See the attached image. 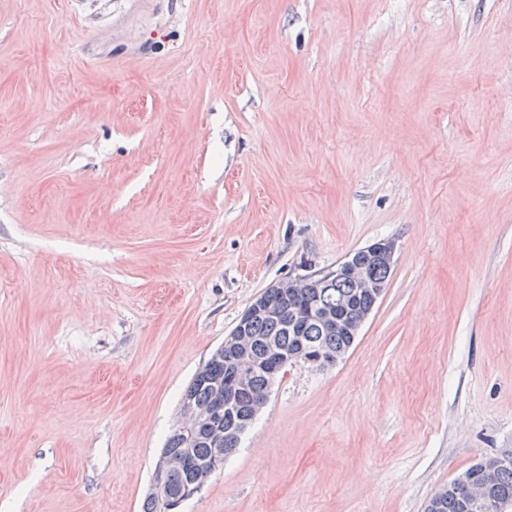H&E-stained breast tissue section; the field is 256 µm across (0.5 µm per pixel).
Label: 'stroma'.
Returning a JSON list of instances; mask_svg holds the SVG:
<instances>
[{
  "mask_svg": "<svg viewBox=\"0 0 512 512\" xmlns=\"http://www.w3.org/2000/svg\"><path fill=\"white\" fill-rule=\"evenodd\" d=\"M383 239L183 512H425L512 452V0H0V512H140L251 302ZM478 461L471 465L461 476L448 484L436 493L431 500L438 497V503L430 502L427 512H431L437 506L439 512H466L463 510L464 499L468 492V486L472 483L480 482L484 474Z\"/></svg>",
  "mask_w": 512,
  "mask_h": 512,
  "instance_id": "35a3bbf8",
  "label": "stroma"
}]
</instances>
